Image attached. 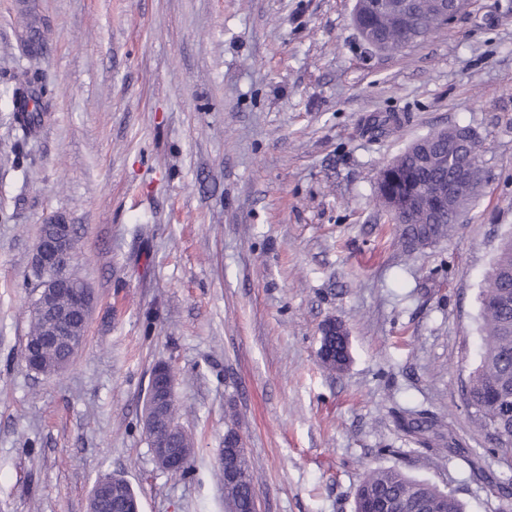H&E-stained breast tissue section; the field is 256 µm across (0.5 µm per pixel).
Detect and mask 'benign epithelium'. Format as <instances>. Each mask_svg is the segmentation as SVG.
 <instances>
[{"label":"benign epithelium","instance_id":"obj_1","mask_svg":"<svg viewBox=\"0 0 512 512\" xmlns=\"http://www.w3.org/2000/svg\"><path fill=\"white\" fill-rule=\"evenodd\" d=\"M467 0H433L432 7L438 12L439 18L450 21L463 12ZM484 180L489 175L480 159L473 160L471 166L456 171L451 185L438 187L431 193L433 202L437 206L450 204L451 196L466 188L475 177ZM50 235L38 238L34 245L32 257V274L36 276L37 297L36 306L40 313L54 316L56 320L52 326L43 331L48 342L57 345L60 343L74 345L76 338L68 334L66 308L60 304L65 292L71 294V308L82 313H89L94 297L86 284L78 281L74 276L76 253L72 249L73 225L67 223L61 216L52 218L47 222ZM152 387V400L149 410L146 411L144 423L146 432L151 434L155 443L152 444V454L156 457L166 458L176 467L185 464V458L167 447V436H158L152 425V417L169 405L173 399L170 381V366L165 363L156 365L150 376Z\"/></svg>","mask_w":512,"mask_h":512}]
</instances>
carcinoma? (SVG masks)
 I'll return each instance as SVG.
<instances>
[{
    "label": "carcinoma",
    "instance_id": "cac0c4a2",
    "mask_svg": "<svg viewBox=\"0 0 512 512\" xmlns=\"http://www.w3.org/2000/svg\"><path fill=\"white\" fill-rule=\"evenodd\" d=\"M356 0L354 12L362 32L376 44L377 50L396 53L403 40L419 41L440 27L435 18L422 8L419 0H407L405 14L400 18L361 6ZM38 69L30 73L13 74L6 94L13 106L18 130V163L27 158L24 147L47 118L52 90L39 82ZM476 133L468 126H451L434 130L415 140L381 171L382 182L377 188V202L383 209L389 205H410L406 223L400 225V239L409 250L438 242L455 228L448 221V209L436 208L419 186L446 183L451 172L442 157L453 147L458 161L467 159ZM483 190V184L474 183L467 194L455 198L456 211L464 214ZM482 318V348L479 364L469 374L465 386V400L483 427L497 428L504 435L502 445L512 448V237L504 240L495 257L492 270L480 294ZM336 346L343 351V362L332 358L321 364L330 371H341L350 362L349 336L336 335ZM41 372L58 373L66 369L74 352L55 347L39 354ZM176 430L174 444L191 456L192 438L175 419V406L158 421L157 429ZM234 471V479H226V469ZM225 512H252L251 492L258 481L251 470L247 456L237 459L225 457L224 470ZM135 496L132 487L123 479L112 478L106 497L90 496L89 512H115L122 503ZM376 502H386L391 512H420L425 504H432L436 512H463L460 502L449 492L423 481L412 479L394 468L370 469L359 484L355 497V512H368Z\"/></svg>",
    "mask_w": 512,
    "mask_h": 512
}]
</instances>
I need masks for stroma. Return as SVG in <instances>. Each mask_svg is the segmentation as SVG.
Returning a JSON list of instances; mask_svg holds the SVG:
<instances>
[{"label": "stroma", "instance_id": "35a3bbf8", "mask_svg": "<svg viewBox=\"0 0 512 512\" xmlns=\"http://www.w3.org/2000/svg\"><path fill=\"white\" fill-rule=\"evenodd\" d=\"M355 0H0V91L43 32L50 116L15 163L0 94V512H88L99 476L141 512H224L218 454L243 435L260 512H354L367 469L502 512L512 452L463 389L479 294L512 235V0H470L386 55ZM397 117L381 136L370 120ZM468 126L490 181L453 235L404 252L376 203L380 168L435 128ZM79 234L94 305L59 374L23 350L40 227ZM346 328L351 361L318 358ZM174 374L194 454L158 468L144 430L152 368ZM435 416L430 432L404 420Z\"/></svg>", "mask_w": 512, "mask_h": 512}]
</instances>
